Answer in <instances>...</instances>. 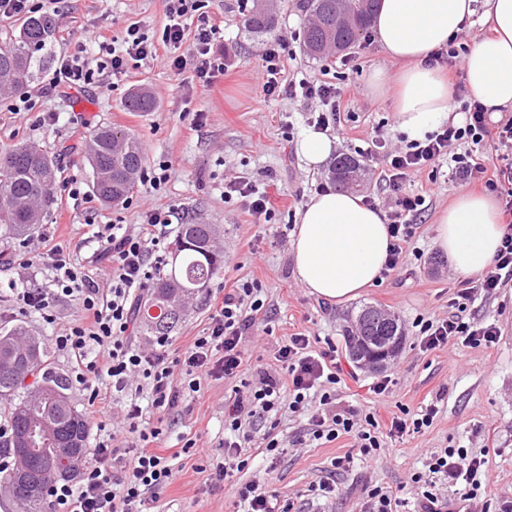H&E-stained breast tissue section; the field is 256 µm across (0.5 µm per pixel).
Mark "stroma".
Masks as SVG:
<instances>
[{"instance_id":"stroma-1","label":"stroma","mask_w":512,"mask_h":512,"mask_svg":"<svg viewBox=\"0 0 512 512\" xmlns=\"http://www.w3.org/2000/svg\"><path fill=\"white\" fill-rule=\"evenodd\" d=\"M254 3L203 0V12L220 23L213 50L226 65L223 79L210 90L195 84L191 70L175 72L162 49L156 57L128 61L113 86L92 84L51 92L47 86L60 58L79 53L96 63L98 49L90 33L118 41L132 23L156 31L167 21L164 0H60L56 39L42 51L40 70L27 90L36 100L35 107L13 111L18 95H0V151L21 142L39 144L56 155L63 177H76L89 192L92 171L85 161L84 143L72 137V128L77 125L88 133L96 126L109 125L140 138L144 169L163 162L169 164L171 177L158 190L138 182L129 202L117 206L98 200L88 204L71 198L67 188H58L55 203L25 244L0 245V279H14L29 288L52 287V273L39 261L23 267L15 263L26 247L36 246L45 236L51 244L67 248L76 266L93 273L108 269V262L97 258L99 244L88 219L99 224H136L143 211L172 209L197 223L213 225L214 244L224 256L220 273L187 303L171 333L174 348L185 347L207 328L210 305L224 286L255 280L262 286L268 315L245 338L251 354L246 380H254L257 368H275L281 342L302 333L309 336L314 350L335 344L344 371L353 372V379L337 392L340 406L374 410L385 420L396 407L416 411L432 399L440 401V412L425 433L393 440L375 458L356 457L344 472L334 471L332 462L350 450V437L302 446L297 439L306 433L304 418L285 413L272 423L256 422L246 445L249 469L236 473L232 480L214 483L199 468L204 457L224 454V404L233 399L236 383L202 379L184 415H146L149 423L163 421L167 429L163 445L178 454L176 478L159 494L156 512H237L236 486L254 479L264 480L281 502L292 503V512H358L365 486L396 487L411 473L423 471L430 452L454 446L476 453L485 443L498 450L489 461L488 494L512 496V284L492 295L478 296L468 307V316L499 327L501 336L491 347L473 349L451 343L423 352L413 326L415 319L441 317L448 311L454 287L452 269L434 238L437 217L459 193V185L443 173L434 178L422 171L411 177L408 188L423 193L427 203L414 242L417 253L360 298L343 305L319 299L293 273L291 238L296 213L309 195L331 186L328 166L309 168L296 152L298 137L321 103L301 96H266L263 49L280 46L284 78L325 81L342 88L349 102L341 114L347 133L336 140L340 156H359L367 141L378 136L396 147L406 145V136L396 127L391 99L372 95L368 86L374 70L393 74L398 64L385 57L371 36L344 52L340 63L330 56L323 60L306 56L301 46L307 17L299 0H271L269 7L277 17L274 31L246 33L240 20ZM137 86L155 95V111L125 108L128 91ZM237 177L265 191L269 220L256 222L240 199L225 201L224 184ZM366 305L393 312L403 328L402 347L381 372L356 365L346 348L347 319ZM79 312L77 296L62 295L54 304L53 321L48 322L39 314L21 311L11 292L0 293V327L21 326L38 336L47 348L52 371L69 379L75 361L54 346L53 338ZM383 374L390 376L392 385L386 404L381 405L369 386ZM271 429L287 443L274 460L262 447V437ZM187 438L205 448V455L182 453ZM322 480L335 482V498L324 501L309 496V486Z\"/></svg>"}]
</instances>
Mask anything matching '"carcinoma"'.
Masks as SVG:
<instances>
[{"label": "carcinoma", "instance_id": "1", "mask_svg": "<svg viewBox=\"0 0 512 512\" xmlns=\"http://www.w3.org/2000/svg\"><path fill=\"white\" fill-rule=\"evenodd\" d=\"M345 6L356 18L355 29H336V0H304L303 8L311 16L304 30L303 50L312 57L331 54L324 49L339 43L341 49L353 46L368 36L377 0H346ZM275 18L262 4L254 5L243 20L250 33H265L274 27ZM57 22L48 14L24 20L9 45L0 48V91L28 88L36 77L34 53L44 49L56 36ZM124 105L131 112H152L156 101L150 91L135 87L126 96ZM86 159L93 174V189L97 198L108 204L124 202L136 187L144 153L138 137L130 132L116 131L109 126L93 130L86 146ZM361 167L352 156L339 158L331 169L336 189L347 191L346 174ZM61 170L56 157L33 143H20L0 153V243L9 244L26 236L42 223L44 212L53 203L60 183ZM184 248L171 260L170 271L152 286L147 295L142 322L155 336H167L181 319V311H173L156 322L150 308L164 304L172 297L190 298L200 292V281H211L224 263L214 248V228L210 224L188 222L180 235ZM373 307L361 308L359 322L364 336L374 342L367 345L354 338L346 341L349 352L371 354L382 349L385 337L399 332L397 319L377 321L370 316ZM48 354L42 341L22 327L0 328V399L12 403L11 435L5 443L8 453L17 456L15 443L20 433L34 420H46L54 425V437L28 462V479L38 488V495L28 493L27 484L14 488L10 494L18 512H48L45 487L66 476L56 469V445L70 442L84 449L89 436L85 416L72 404L66 380L48 370ZM42 393L38 403L26 405L28 394Z\"/></svg>", "mask_w": 512, "mask_h": 512}]
</instances>
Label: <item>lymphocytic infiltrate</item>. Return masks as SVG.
I'll return each mask as SVG.
<instances>
[{
  "label": "lymphocytic infiltrate",
  "mask_w": 512,
  "mask_h": 512,
  "mask_svg": "<svg viewBox=\"0 0 512 512\" xmlns=\"http://www.w3.org/2000/svg\"><path fill=\"white\" fill-rule=\"evenodd\" d=\"M165 3L167 22L158 33L148 35L135 23L128 26L120 45L99 40V59L93 66L78 55L62 58L51 88L94 84L123 73L128 60L153 58L162 49L171 51L170 66L175 71L192 67L199 87L206 90L214 86L225 71L223 59L212 50L218 24L197 17L198 0ZM183 47L188 49V56H180ZM263 61L265 95L319 99L321 109L311 118V126L341 132V91L324 82L284 78L278 46H269ZM455 96L464 102L462 122L443 124L425 140L409 142L400 149L375 138L365 150L367 158H384L386 168L381 179L395 198V208L388 216L391 242L385 270L389 273L404 265L426 210L425 196L406 189L410 175L436 167L447 158L452 162L453 181L479 184L490 192L502 187L507 190L503 236L493 264L477 277L462 280L460 289L448 300L447 316L420 320L419 348L424 352L452 341L471 348L495 344L500 336L495 324L467 321L463 314L476 294L489 295L512 282V168L488 165L484 156L488 146L512 153V117L492 120L478 101L469 98L463 83H456ZM172 217V211L156 208L142 212L136 224L98 225L93 236L112 264L108 278L81 271L63 247L56 245L38 254L41 263L55 273L53 287L21 288L13 281L7 284L22 310L38 312L48 320L53 317L58 295H77L80 314L55 337V345L75 358V380L86 392L92 413L111 412L99 387L101 379L111 380L113 391L125 396L120 407L125 436L111 433L100 440L78 482L55 481L46 486L44 493L53 512H152L160 491L173 482L175 471L169 457L152 450L162 441L164 430L146 422L142 399H149L157 413L168 415L199 392L202 377L234 379L242 375L247 364L244 337L266 312L261 289L252 281L237 284L214 304L208 327L188 347L170 352L165 336L150 349L133 345L136 301L163 262L161 245L171 231ZM276 361L275 371H260L257 381L236 390L232 405L225 407L224 418L235 436L225 441L223 458L209 461V479L223 481L248 468L250 458L243 445L251 436L244 433V424L284 408L307 413L314 398L321 410L308 414L310 440L329 443L344 435L354 440L352 451L333 462L335 468L343 470L355 456H376L385 439L425 432L439 412L437 403L432 402L417 411L400 409L383 423L372 412L337 409L336 391L343 382V369L336 348L331 345L313 352L308 336L301 333L282 342ZM486 464V456L470 455L464 448H444L430 454L427 473L441 475L449 486H463V500L479 502L487 510L494 503L486 497ZM424 475L413 473L393 490L379 485L367 489L363 512H393L400 495L413 489L420 492L421 512H450L451 499Z\"/></svg>",
  "instance_id": "lymphocytic-infiltrate-1"
}]
</instances>
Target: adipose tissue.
<instances>
[{"label": "adipose tissue", "mask_w": 512, "mask_h": 512, "mask_svg": "<svg viewBox=\"0 0 512 512\" xmlns=\"http://www.w3.org/2000/svg\"><path fill=\"white\" fill-rule=\"evenodd\" d=\"M380 0L371 31L382 52L401 63L397 78L376 71L370 90L392 95L398 129L424 140L448 121L452 88L429 56L447 45L473 16L488 35L477 38L464 59L470 95L493 114L512 111V0ZM500 207L493 195L457 193L437 220L435 244L455 272H484L501 242ZM390 236L384 212L363 197L333 190L312 194L298 210L292 240L294 273L319 298L344 303L379 280Z\"/></svg>", "instance_id": "obj_1"}]
</instances>
